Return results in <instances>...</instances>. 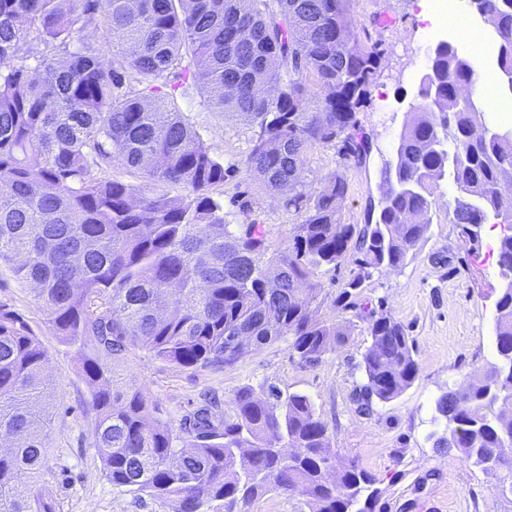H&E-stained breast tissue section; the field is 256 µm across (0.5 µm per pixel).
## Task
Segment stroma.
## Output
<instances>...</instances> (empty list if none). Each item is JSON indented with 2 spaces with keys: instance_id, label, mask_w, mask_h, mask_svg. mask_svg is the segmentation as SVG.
<instances>
[{
  "instance_id": "1",
  "label": "stroma",
  "mask_w": 512,
  "mask_h": 512,
  "mask_svg": "<svg viewBox=\"0 0 512 512\" xmlns=\"http://www.w3.org/2000/svg\"><path fill=\"white\" fill-rule=\"evenodd\" d=\"M459 2L351 0L363 44L378 42L385 50L371 100L358 114L372 150L366 164L358 166L335 145H320L310 152L305 171L306 182L313 186L334 172L346 179L349 192L342 223H364L369 206L382 197L380 169L394 155L424 69L420 48L451 41L479 75L498 76L497 51L481 39L484 26L476 16L468 18L467 40L454 27L434 28L421 19L422 13L434 14L440 5ZM176 106L230 170L213 191L224 203L226 223L265 225L272 249L287 248L299 212L259 192L244 169L256 126L204 104L195 88L179 96ZM438 195L427 239L407 264L397 271H373L365 283L371 308L391 312L415 344L419 373L393 401L375 404L367 415L358 406L357 392L364 382L361 360L371 337L359 311L336 302L350 276L347 264L322 267L313 275L323 288L321 316L344 326L349 334L347 342L329 351L317 366L300 364L284 340L253 349L235 365L219 370L181 368L136 349L114 365L121 385L148 396L157 404L159 418L173 425L207 394L227 409L235 392L246 385L258 391L274 386L286 394L304 393L327 423L340 459L357 464L372 478L379 492L375 512H512V497L502 496L495 480L463 462L456 451L435 447L432 438L439 429L435 399L496 358L495 304L505 285L497 265V237L483 233L476 252L484 260L473 263L476 252L448 221L446 203L454 197V187L442 184ZM0 302L30 324L48 352L50 448L37 490L54 501L56 512H167L158 500L112 487L103 477L91 436L95 413L78 354L48 326L32 284L0 269Z\"/></svg>"
}]
</instances>
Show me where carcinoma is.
I'll return each mask as SVG.
<instances>
[{
	"label": "carcinoma",
	"mask_w": 512,
	"mask_h": 512,
	"mask_svg": "<svg viewBox=\"0 0 512 512\" xmlns=\"http://www.w3.org/2000/svg\"><path fill=\"white\" fill-rule=\"evenodd\" d=\"M498 45L512 95V0H467ZM350 0H0V264L36 285L46 323L81 355L92 428L107 481L168 512H248L276 490L309 512H374L377 490L339 461L311 398L260 397L239 388L231 411L209 402L178 426L150 423L157 404L125 390L100 361L131 349L182 368H223L253 348L288 340L306 366L347 332L318 314L315 269L353 266L336 302L367 313L371 344L359 390L365 413L416 379L413 340L388 312L368 308L372 271L397 269L425 239L443 181L457 195L448 220L477 249L486 224L503 225L496 303L497 360L442 393L436 447L492 475L512 447V129L487 125L478 74L448 40L428 51L384 193L363 224L341 223L339 174L306 189L315 146L340 144L366 164L371 140L357 114L371 98L380 44L361 45ZM104 27L118 50L105 60L84 40ZM197 86L223 112L258 127L244 165L268 193L288 190L302 212L292 243L270 251L262 224H228L210 190L224 163L175 106ZM122 161L145 193L109 173ZM250 337L229 345L233 336ZM48 353L30 325L0 302V512H56L21 475L46 459Z\"/></svg>",
	"instance_id": "carcinoma-1"
}]
</instances>
